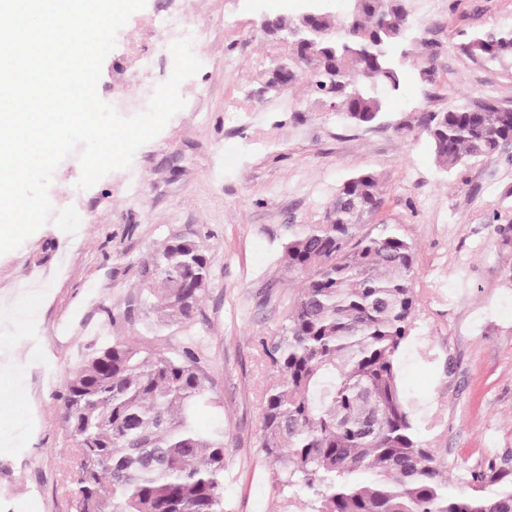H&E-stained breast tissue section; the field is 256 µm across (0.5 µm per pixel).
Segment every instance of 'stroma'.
I'll return each instance as SVG.
<instances>
[{
  "mask_svg": "<svg viewBox=\"0 0 512 512\" xmlns=\"http://www.w3.org/2000/svg\"><path fill=\"white\" fill-rule=\"evenodd\" d=\"M279 2L146 0L118 31L97 85L107 103L170 77L169 55L138 70L160 16L185 13L210 37L193 48L201 68L179 87L184 107L129 169L83 191L78 159L55 169L48 195L79 191L93 223L71 236L50 221L0 254V366L20 363L32 341L42 352L22 386L0 369V512H67L73 441L57 396L91 348L136 340L174 354L190 336L202 339L212 395L224 404L197 419L224 429V512H281L261 448L269 371L259 340L275 335L297 291L279 267L289 225L320 223L362 171L378 181L368 223L397 225L416 246L414 329L399 374L418 440L454 478L512 466V158L443 171L420 127L424 113L478 100L512 107V60L488 64L459 47L463 35L511 27L512 0H408L412 34L428 47L405 60V83L370 128L343 121L304 80L268 88L272 61L289 49L262 23L305 8L287 0L283 12ZM131 172L144 177L133 206L123 200ZM194 232L211 269L194 321L126 317L143 263L165 239ZM64 321L71 331L61 336Z\"/></svg>",
  "mask_w": 512,
  "mask_h": 512,
  "instance_id": "35a3bbf8",
  "label": "stroma"
}]
</instances>
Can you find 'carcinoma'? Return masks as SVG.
<instances>
[{"label":"carcinoma","instance_id":"cac0c4a2","mask_svg":"<svg viewBox=\"0 0 512 512\" xmlns=\"http://www.w3.org/2000/svg\"><path fill=\"white\" fill-rule=\"evenodd\" d=\"M263 27L288 42V82L302 73L332 111L353 125L382 117L400 88L389 45L406 39L405 0H352L327 12ZM461 49L494 64L512 58V28L467 36ZM421 130L446 171L512 149V107L481 100L428 112ZM379 205L374 174L348 178L319 224H290L281 268L298 281L277 335L259 341L271 380L263 395L262 448L291 507L309 512H512V487L466 493L416 439L399 386L398 356L414 328L415 246L396 226L361 223ZM127 312L189 324L211 281L199 236L175 235L144 263ZM202 341L175 354L145 342L94 348L66 376L60 419L73 440L68 512H224V431L198 429V409H217L201 363ZM471 472L462 482L497 483Z\"/></svg>","mask_w":512,"mask_h":512}]
</instances>
